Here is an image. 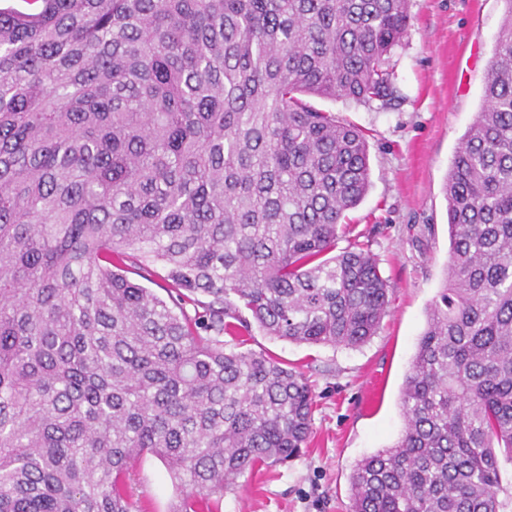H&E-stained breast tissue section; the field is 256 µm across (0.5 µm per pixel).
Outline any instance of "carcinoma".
Returning <instances> with one entry per match:
<instances>
[{
    "label": "carcinoma",
    "instance_id": "obj_1",
    "mask_svg": "<svg viewBox=\"0 0 512 512\" xmlns=\"http://www.w3.org/2000/svg\"><path fill=\"white\" fill-rule=\"evenodd\" d=\"M0 8V512H171L312 430L303 373L243 349L355 348L390 289L336 251L366 136L311 99L386 102L409 0H35ZM445 184L450 251L402 389L403 431L359 461L351 512H500L512 462V0ZM161 265L164 300L124 275ZM191 302L204 315L191 317ZM231 340H224V336ZM131 478L135 498L143 501L150 510L147 512H169L172 505L177 503V493L160 459L147 455Z\"/></svg>",
    "mask_w": 512,
    "mask_h": 512
}]
</instances>
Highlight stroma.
Wrapping results in <instances>:
<instances>
[{
  "label": "stroma",
  "mask_w": 512,
  "mask_h": 512,
  "mask_svg": "<svg viewBox=\"0 0 512 512\" xmlns=\"http://www.w3.org/2000/svg\"><path fill=\"white\" fill-rule=\"evenodd\" d=\"M409 13L407 34L388 57V103L314 101L368 135L371 186L349 214V238L369 242L377 255L391 288L389 311L377 334L354 349L291 343L252 328L249 349L308 379L312 432L297 458L239 478L218 512H350L355 465L403 429V384L448 263L443 183L481 109L505 3L409 0ZM131 486L149 512H169L178 501L164 462L150 455Z\"/></svg>",
  "instance_id": "obj_1"
}]
</instances>
